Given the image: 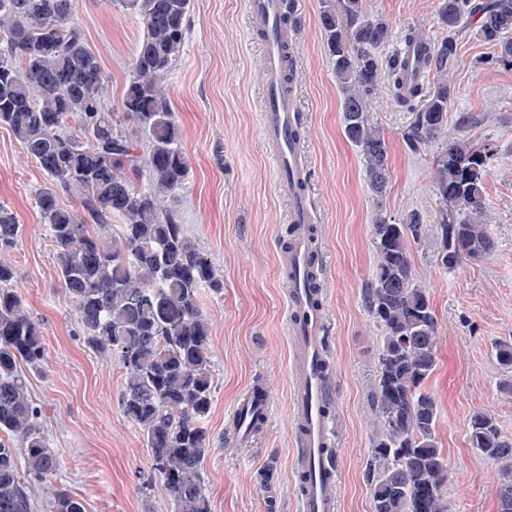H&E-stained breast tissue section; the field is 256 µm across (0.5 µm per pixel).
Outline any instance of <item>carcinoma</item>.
<instances>
[{"instance_id": "obj_1", "label": "carcinoma", "mask_w": 512, "mask_h": 512, "mask_svg": "<svg viewBox=\"0 0 512 512\" xmlns=\"http://www.w3.org/2000/svg\"><path fill=\"white\" fill-rule=\"evenodd\" d=\"M144 23L122 97V117L148 138L137 153L105 103L106 76L83 34L67 25L72 0H0V127L48 176L37 206L58 260L59 280L74 307L84 343L118 361L124 372L120 407L142 432L152 471L174 512H212L205 461V419L213 397L211 324L205 292L223 279L187 236L164 201L186 184L189 163L164 82L182 55L191 0H109ZM476 20L475 36L494 50L493 63L512 66V0H441L438 45L409 29L389 60L379 55L390 23L365 15L363 0H322L323 45L341 93L343 132L365 163L371 195L389 187L385 137L370 119L381 79L394 97L424 104L403 138L418 151L439 140L432 157L441 222L412 210L393 222L378 212L372 224L377 263L365 304L381 331L380 373L373 391L375 433L369 480L373 512H448L443 487L448 463L439 448V409L425 391L438 364V323L427 290L415 278L410 242L433 245L442 270L493 250L482 223L485 176L492 148L447 138L448 74L457 65L456 32ZM420 72L408 78L406 56ZM436 83L424 94L423 78ZM68 194L79 210L60 204ZM112 218V240L99 233ZM20 237L12 212L0 207V251ZM17 270L0 258V512H32L30 485L57 471L38 425L23 364L45 358L40 324L18 290ZM470 444L499 465V512H512V438L492 415L477 411ZM55 512H84L66 494Z\"/></svg>"}]
</instances>
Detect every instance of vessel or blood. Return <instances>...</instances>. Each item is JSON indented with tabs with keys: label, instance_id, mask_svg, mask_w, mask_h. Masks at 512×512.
<instances>
[{
	"label": "vessel or blood",
	"instance_id": "obj_1",
	"mask_svg": "<svg viewBox=\"0 0 512 512\" xmlns=\"http://www.w3.org/2000/svg\"><path fill=\"white\" fill-rule=\"evenodd\" d=\"M245 8L251 24L263 31L260 133L276 165V189L290 202L292 223L310 224L314 221V208L305 192V162L297 135L303 114L294 95L280 89L284 36L279 21L288 10V0H245ZM310 249V239L299 235L283 257L288 268L285 286L291 372L296 381V466L302 477L299 512H338V501L327 489L337 478L333 452L336 422L325 410L333 387L324 370L329 357L328 320L325 302L320 292L312 288L305 265Z\"/></svg>",
	"mask_w": 512,
	"mask_h": 512
}]
</instances>
